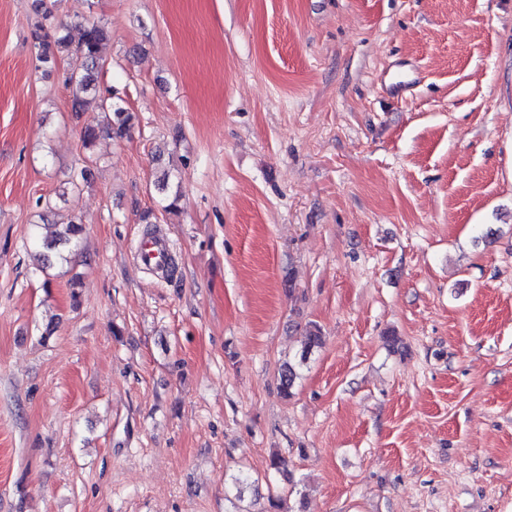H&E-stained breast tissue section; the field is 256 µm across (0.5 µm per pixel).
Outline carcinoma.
Segmentation results:
<instances>
[{
    "instance_id": "carcinoma-1",
    "label": "carcinoma",
    "mask_w": 512,
    "mask_h": 512,
    "mask_svg": "<svg viewBox=\"0 0 512 512\" xmlns=\"http://www.w3.org/2000/svg\"><path fill=\"white\" fill-rule=\"evenodd\" d=\"M37 21L31 33L36 59L48 70L56 68L58 60L74 55L81 59L82 68L66 73L64 85L68 91L71 111L101 114L94 123L83 129L82 147L90 151L99 138L107 136L122 139L133 128V113L122 106L123 99L117 90L103 92L98 82V75L103 67L104 50L110 41V34L101 22L95 20L79 21L73 25L51 22L52 12L45 0H35L33 4ZM81 232V225L70 219L62 230L54 233L43 242V252L39 260L44 265L51 264L52 258L63 256L64 251L71 250ZM323 343L320 328L311 326L302 340L300 361H306L315 349ZM298 378L296 365L288 362L281 368L280 389L289 396Z\"/></svg>"
}]
</instances>
